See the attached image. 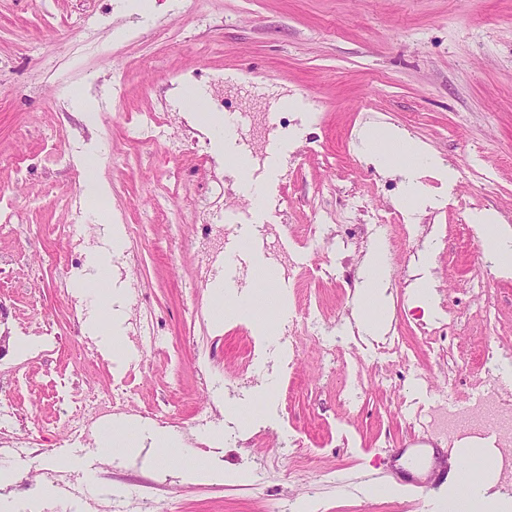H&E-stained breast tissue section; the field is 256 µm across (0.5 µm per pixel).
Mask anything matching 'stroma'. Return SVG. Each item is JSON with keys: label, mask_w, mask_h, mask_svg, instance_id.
<instances>
[{"label": "stroma", "mask_w": 512, "mask_h": 512, "mask_svg": "<svg viewBox=\"0 0 512 512\" xmlns=\"http://www.w3.org/2000/svg\"><path fill=\"white\" fill-rule=\"evenodd\" d=\"M84 9L99 17L92 49L76 23ZM218 75L225 112L269 114L270 133L245 170L269 184L261 212L233 206L238 177L224 163L225 149L244 153L251 128L237 124L224 146L187 104ZM76 86L95 101L93 114L70 98ZM294 95L308 111L281 108ZM176 102L179 122L144 140L147 114ZM284 116L298 141L281 128ZM391 129L455 170L452 189L427 171L426 201L406 202L402 177L366 160L367 135ZM183 133L198 154L166 156L167 139ZM88 156L125 234L113 307L126 312L140 298L155 344L150 358H103L84 376L72 367L62 272L47 257L61 247V201L79 190ZM185 194L219 200L225 229L274 226L260 248L235 249L229 277L254 290L262 267L267 286L287 283L288 320L305 330L296 350L262 345L247 320L210 301L198 233L161 217ZM0 208L17 226L0 236V252L34 263L38 279L36 290L10 293V346L27 349L47 331L61 346L19 367L16 389L0 397L29 416L43 448L24 460L0 452V467L21 469L0 492L9 512L50 501L53 512H100L103 497L136 512L146 494L160 512H297L303 503L314 512H434L448 496L446 472L429 479L437 495L420 501L394 467L414 442L450 446L417 415L469 405L493 389L494 355L512 353V272L486 258L472 221L490 213L512 233V0H154L145 22L113 0H0ZM373 208L386 223H370ZM378 242L387 331L373 338L354 325V296ZM422 282L434 302L418 298ZM244 371L249 383L235 385ZM89 377L128 385L125 445L112 449L108 469L98 448L74 447L57 422V397ZM238 400L247 410L236 416L228 408ZM158 427L180 437L177 456L154 448L150 463L129 461L127 449ZM215 460L246 479L178 477ZM57 464L83 475L85 498L32 479Z\"/></svg>", "instance_id": "1"}]
</instances>
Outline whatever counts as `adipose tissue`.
<instances>
[{
	"mask_svg": "<svg viewBox=\"0 0 512 512\" xmlns=\"http://www.w3.org/2000/svg\"><path fill=\"white\" fill-rule=\"evenodd\" d=\"M368 156L377 168L401 174L404 178L405 196L421 200L425 188L420 181L423 169L434 170L444 183L454 184L455 172L441 161L423 156L418 145L397 135L391 134L385 141L369 139ZM124 249V233L120 225L110 230L109 246L87 258L88 272L85 277L74 281V288L83 294L93 296L94 304L88 310L85 329L89 335L98 338L103 350L115 356L123 350V338L111 318L105 317V310L112 307V258ZM385 269L381 247H373L363 284L357 291L361 313L359 324L363 331L375 334L380 321L377 312L380 308L381 281ZM233 302L238 312L257 324L264 339H271L277 333V321L288 317V301L284 294L272 292L269 299H262L254 292L234 296ZM461 450H454L448 476V500L440 502V512H512V497L488 492L481 482L475 481L468 468L459 464Z\"/></svg>",
	"mask_w": 512,
	"mask_h": 512,
	"instance_id": "adipose-tissue-1",
	"label": "adipose tissue"
}]
</instances>
